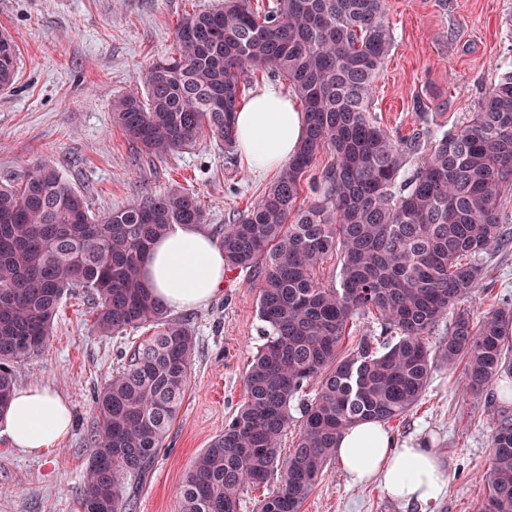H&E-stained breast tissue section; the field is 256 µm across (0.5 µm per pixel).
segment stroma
Returning a JSON list of instances; mask_svg holds the SVG:
<instances>
[{
  "label": "stroma",
  "instance_id": "obj_1",
  "mask_svg": "<svg viewBox=\"0 0 512 512\" xmlns=\"http://www.w3.org/2000/svg\"><path fill=\"white\" fill-rule=\"evenodd\" d=\"M219 0H0V34L19 53L12 87L0 90V181L46 159L86 198L92 213L126 207L172 187L196 193L208 230L258 202L274 172L248 170L238 150L204 136L149 163L112 124V102L139 83L174 42L182 15ZM394 45L376 80L373 114L394 133L442 132L465 122L512 65V0H385ZM484 290L471 304L482 318L512 297V245L487 262ZM258 288L228 270L206 306L183 311L196 351L180 413L159 455L134 485L132 512H177L180 486L242 402L245 372L263 344ZM84 290L69 293L48 347L19 363L17 386L46 385L70 405L74 426L57 448L32 458L0 435V512H80L92 399L121 354L147 336L95 335ZM463 371L437 369L421 402L389 422L398 440L431 448L449 475L446 494L423 512H473L484 491L493 426L512 414V375L490 396L461 393ZM302 512H422L389 498L379 483L351 484L331 460Z\"/></svg>",
  "mask_w": 512,
  "mask_h": 512
}]
</instances>
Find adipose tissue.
<instances>
[{"label":"adipose tissue","instance_id":"adipose-tissue-1","mask_svg":"<svg viewBox=\"0 0 512 512\" xmlns=\"http://www.w3.org/2000/svg\"><path fill=\"white\" fill-rule=\"evenodd\" d=\"M304 129V115L292 98L266 86L236 112L237 144L248 169L261 173L288 163ZM142 274L155 297L171 311L207 304L224 285V253L194 224H178L157 240ZM73 427L70 406L40 383L14 391L0 414V433L29 456L54 449ZM336 454L353 484L379 480L395 500L426 507L440 500L448 476L437 455L419 445L394 443L383 424L364 422L349 428Z\"/></svg>","mask_w":512,"mask_h":512}]
</instances>
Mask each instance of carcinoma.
Here are the masks:
<instances>
[{"instance_id":"obj_1","label":"carcinoma","mask_w":512,"mask_h":512,"mask_svg":"<svg viewBox=\"0 0 512 512\" xmlns=\"http://www.w3.org/2000/svg\"><path fill=\"white\" fill-rule=\"evenodd\" d=\"M393 45L382 0H223L183 16L174 49L150 63L143 88L112 102V123L162 159L215 136L235 147L244 77L288 80L305 115L297 153L264 196L219 233L228 269L257 275L265 342L244 377L237 414L186 472L179 512H238L245 489L276 478L259 512H301L338 438L351 425L400 418L421 400L433 372L464 364L463 390L489 394L512 372L503 338L507 299L474 321L466 303L482 287V256L506 241L512 197V69L464 125L433 137H396L372 116L373 89ZM18 70L14 42L0 35V89ZM334 162L310 183L317 156ZM410 154L413 173L399 179ZM198 196L174 187L100 215L49 161L0 186V412L14 368L44 350L67 292L84 289L99 336L150 328L94 394L91 453L81 512H126L127 489L154 464L181 409L194 330L172 316L142 280L141 264L175 224L203 225ZM340 286L319 281L330 256ZM378 320L379 339L343 352L346 328ZM446 328L435 347L428 338ZM316 394L292 414L299 394ZM297 429L292 449L282 441ZM484 496L475 512H512V417L491 440Z\"/></svg>"}]
</instances>
